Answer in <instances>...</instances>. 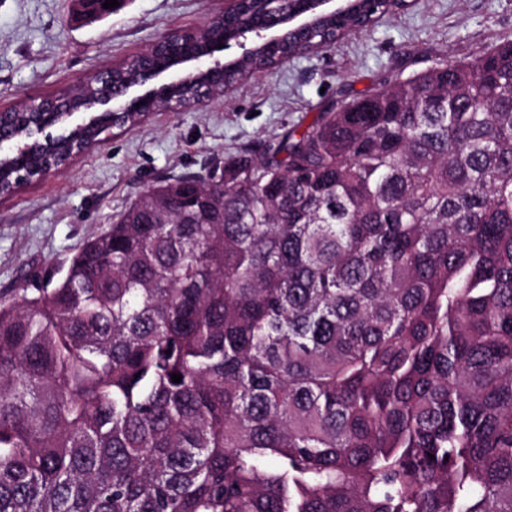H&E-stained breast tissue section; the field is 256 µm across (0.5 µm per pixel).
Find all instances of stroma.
Segmentation results:
<instances>
[{
  "label": "stroma",
  "mask_w": 512,
  "mask_h": 512,
  "mask_svg": "<svg viewBox=\"0 0 512 512\" xmlns=\"http://www.w3.org/2000/svg\"><path fill=\"white\" fill-rule=\"evenodd\" d=\"M224 0H130L102 22L72 18L71 0H0V111L73 92L163 34L204 27ZM512 35V0H412L370 33L288 60L187 110L160 111L0 198V296L60 268L111 216L161 180L202 173L307 126L320 108L435 58H467Z\"/></svg>",
  "instance_id": "1"
}]
</instances>
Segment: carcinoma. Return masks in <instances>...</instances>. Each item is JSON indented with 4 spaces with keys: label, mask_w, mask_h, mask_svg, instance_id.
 Listing matches in <instances>:
<instances>
[{
    "label": "carcinoma",
    "mask_w": 512,
    "mask_h": 512,
    "mask_svg": "<svg viewBox=\"0 0 512 512\" xmlns=\"http://www.w3.org/2000/svg\"><path fill=\"white\" fill-rule=\"evenodd\" d=\"M393 12L354 0L224 85ZM142 119L26 141L0 196ZM0 512H512V37L150 187L0 299Z\"/></svg>",
    "instance_id": "1"
}]
</instances>
